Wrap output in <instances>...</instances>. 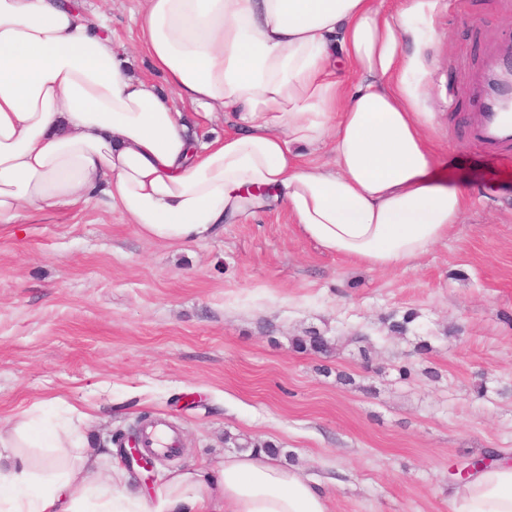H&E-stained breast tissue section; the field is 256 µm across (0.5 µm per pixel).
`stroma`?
<instances>
[{"instance_id":"obj_1","label":"stroma","mask_w":512,"mask_h":512,"mask_svg":"<svg viewBox=\"0 0 512 512\" xmlns=\"http://www.w3.org/2000/svg\"><path fill=\"white\" fill-rule=\"evenodd\" d=\"M156 87L139 0H86ZM512 44V0H427L401 86L473 203L416 262L322 251L270 200L187 245L101 203L0 230V427L86 413L103 476L116 439L160 418L180 448L130 481L208 472L244 445L325 482L331 512H450L448 469L512 449V156L476 142L482 77ZM413 320L396 330L405 315ZM322 337L325 350L302 348Z\"/></svg>"}]
</instances>
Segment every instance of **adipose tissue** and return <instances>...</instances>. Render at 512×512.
I'll return each instance as SVG.
<instances>
[{
  "mask_svg": "<svg viewBox=\"0 0 512 512\" xmlns=\"http://www.w3.org/2000/svg\"><path fill=\"white\" fill-rule=\"evenodd\" d=\"M424 0H142L140 43L167 85L128 73L81 0H0V228L106 202L149 241L196 243L269 189L324 252L373 269L426 255L471 204L393 78ZM224 113L203 143L177 102ZM49 448L52 459L33 451ZM451 512H512V459L450 486ZM0 512H329L321 482L265 451L178 471L152 501L99 477L78 426L0 435Z\"/></svg>",
  "mask_w": 512,
  "mask_h": 512,
  "instance_id": "ef3b65f1",
  "label": "adipose tissue"
}]
</instances>
